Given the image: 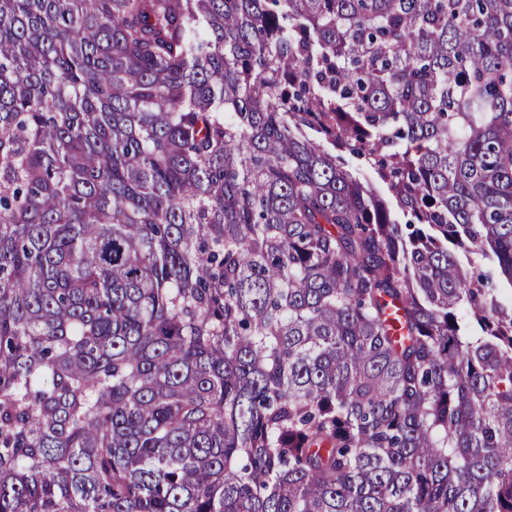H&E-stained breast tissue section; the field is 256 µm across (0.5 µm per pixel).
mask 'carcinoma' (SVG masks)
<instances>
[{
  "instance_id": "1",
  "label": "carcinoma",
  "mask_w": 512,
  "mask_h": 512,
  "mask_svg": "<svg viewBox=\"0 0 512 512\" xmlns=\"http://www.w3.org/2000/svg\"><path fill=\"white\" fill-rule=\"evenodd\" d=\"M512 0H0V512H512Z\"/></svg>"
}]
</instances>
